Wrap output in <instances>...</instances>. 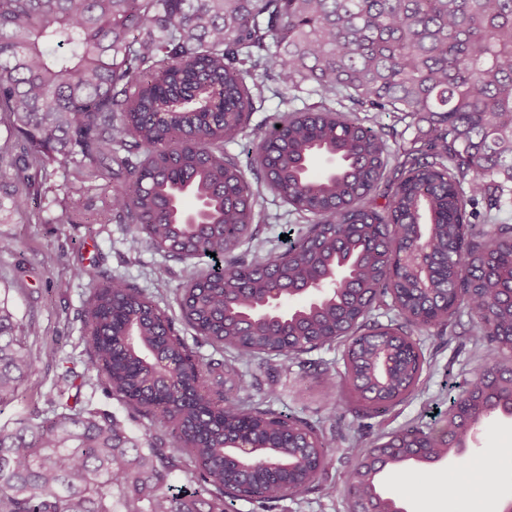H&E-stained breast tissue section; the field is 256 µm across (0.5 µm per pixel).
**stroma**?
<instances>
[{"label":"stroma","instance_id":"1","mask_svg":"<svg viewBox=\"0 0 512 512\" xmlns=\"http://www.w3.org/2000/svg\"><path fill=\"white\" fill-rule=\"evenodd\" d=\"M317 101L310 85L289 91L276 77L265 78L248 127L225 142V152L243 169H250L251 150L273 117ZM369 124L394 154L424 140L431 126L428 115L405 118L398 112L370 113ZM21 151V138L10 128L7 113L0 112V240L13 245L12 250L0 251V295H7L20 325L37 328L36 334L23 339L37 359L35 370L15 398L0 403V428L13 427L22 418L37 421L52 416L59 404L76 400L86 409L123 421L131 437L151 441L156 429L149 420L90 379L82 313L96 284L118 278L143 289L171 317H178L176 289L189 272L209 268L212 262L165 258L146 237L136 236L132 225L106 221L112 180H77L53 153L39 155L22 174L15 168ZM30 175L39 183V195L30 200L27 213L14 212L10 198L27 190ZM263 206L271 219L252 226L253 237L240 246V253L281 252L298 235L301 224L290 206L271 194ZM420 338L426 364L417 392L374 417L362 416L347 403L333 409L326 403L325 385L341 382L342 345L296 359L237 357L235 366L242 374L238 396L319 425L330 449L323 475L302 495L263 502L238 500L228 512H348L344 489L358 454L383 435L409 425L438 428L451 399L467 386L481 362L468 316L446 330L421 333ZM490 459L496 463L491 483L485 474ZM435 483L446 488V495H431L428 487ZM383 488L405 512H500L501 502L512 500V418L491 417L462 456L443 459L427 470L409 468L386 479Z\"/></svg>","mask_w":512,"mask_h":512}]
</instances>
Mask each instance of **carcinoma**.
<instances>
[{"mask_svg": "<svg viewBox=\"0 0 512 512\" xmlns=\"http://www.w3.org/2000/svg\"><path fill=\"white\" fill-rule=\"evenodd\" d=\"M271 73L289 90L312 84L321 102L274 119L253 150L252 182L224 141L243 132L258 79ZM336 98L425 113L431 135L387 181L382 136L331 107ZM0 112L25 139L17 171L59 144L74 174L123 176L108 204L116 223L168 257L212 258L178 305L219 352L296 357L341 342L342 399L382 414L419 387L426 359L413 331L470 316L475 343L495 357L453 398L439 431L409 426L369 449L347 481L349 500L389 512L377 489L386 476L463 449L470 425L491 413L512 417V224L495 222L512 202V0H0ZM317 155L335 159L336 175H308ZM266 191L306 231L282 253L217 265L268 219ZM187 195L205 205L208 225L173 211L159 223ZM415 236L426 266L404 255ZM340 270L346 288L333 280ZM307 276L324 277L313 285L320 296L288 315L285 335L257 317L241 324L242 307L263 314ZM387 296L396 319L370 322ZM82 329L97 379L167 430L172 447L145 448L113 416L68 405L21 419L0 429V512H113L116 493L125 512H227L229 501L295 497L324 470L322 430L230 398L224 374L239 372L201 368L142 290L112 279L95 287ZM18 331L0 300V402L33 372ZM378 350L400 359L403 374L367 387ZM238 439L263 463H228ZM177 471L190 486L173 488Z\"/></svg>", "mask_w": 512, "mask_h": 512, "instance_id": "cac0c4a2", "label": "carcinoma"}]
</instances>
